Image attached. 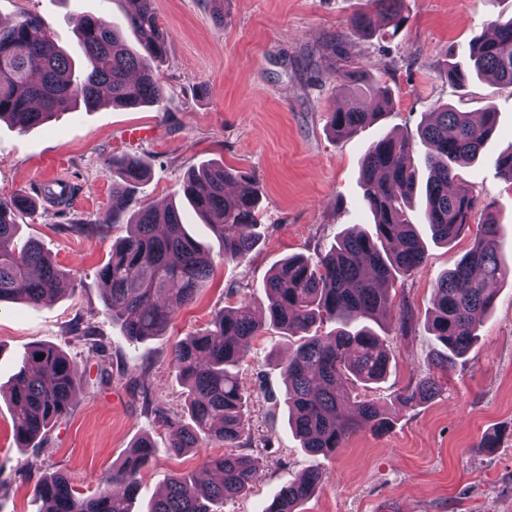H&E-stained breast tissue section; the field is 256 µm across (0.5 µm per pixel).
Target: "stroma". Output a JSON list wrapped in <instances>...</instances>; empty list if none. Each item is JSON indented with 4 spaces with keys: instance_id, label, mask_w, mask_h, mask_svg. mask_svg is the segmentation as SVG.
Masks as SVG:
<instances>
[{
    "instance_id": "stroma-1",
    "label": "stroma",
    "mask_w": 512,
    "mask_h": 512,
    "mask_svg": "<svg viewBox=\"0 0 512 512\" xmlns=\"http://www.w3.org/2000/svg\"><path fill=\"white\" fill-rule=\"evenodd\" d=\"M154 8L168 34L159 106L124 110L99 102L31 128L0 122V200L20 192L36 199L34 214L19 220L18 238L37 240L65 273L61 291L40 307L0 305V512H38L34 487L49 474L96 493L143 436L157 451L140 474L135 512H146L172 475L202 476L206 458L221 448L204 445L180 456L166 450L167 420L185 417L173 346L242 300L265 301L264 281L280 260L328 251L347 228L373 230L361 162L380 136H417L426 114L444 103L478 112L489 102L498 112L495 130L478 161L459 171L478 200L464 233L435 244L420 209L411 213L426 260L389 291L392 316L407 317L408 328L387 331L390 373L370 392L390 408L392 428H364L335 454L308 455L284 405L281 364L296 340L266 328L239 366L252 401L250 442L264 470L247 493L214 512H262L281 486L313 465L327 478L300 512H512V281L500 287L465 361L442 374L440 395L413 409L394 404L402 389L429 374L438 348L427 329L436 281L472 246L487 216L496 218L500 256L512 264V184L494 166L512 148V87L476 79L453 87L441 72L444 61L466 57L491 20L512 17V0H404L400 27L378 16L370 35L350 25L360 0H224L220 23L210 0H154ZM23 11L43 17L78 62L82 16L122 14L116 0H0V17ZM347 66L385 83L392 103L373 125L337 139L327 121L351 101L339 87ZM122 154L149 169L137 192L145 204L179 200L187 172L202 165L244 173L260 197V243L240 263L225 261L222 241L184 209L188 231L215 261L214 274L176 311L166 335L138 343L105 308L98 276L113 236L126 233L122 226L98 228L112 213V159ZM59 179L73 189L64 205L40 193ZM78 223L89 232H74ZM36 344L62 350L79 386L70 413L23 445L13 436L9 382ZM487 437L496 447H482Z\"/></svg>"
}]
</instances>
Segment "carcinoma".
<instances>
[{
	"mask_svg": "<svg viewBox=\"0 0 512 512\" xmlns=\"http://www.w3.org/2000/svg\"><path fill=\"white\" fill-rule=\"evenodd\" d=\"M124 23L88 16L78 37L85 59L77 72L37 14L0 20V120L25 129L50 120L78 102L97 103L107 90L112 105L127 110L157 106L163 98L158 63L166 56L168 36L158 22L153 0H123ZM368 10L355 14L351 26L367 30L373 17L386 15L400 24L403 0H367ZM494 34L475 42L468 60L445 63L448 83L463 87L474 76L512 87V17L493 22ZM129 29L137 45L128 43ZM343 88L356 98L330 113L337 136H351L385 114L389 89L360 68L343 71ZM372 97L363 108L357 98ZM497 112L487 103L480 119L449 104L437 107L419 131L423 160L429 171L424 219L432 237L448 244L469 224L473 193L455 184L458 167L476 159L496 126ZM416 144L407 137L386 135L368 149L361 167L364 203L375 218L374 232L347 231L326 253L311 259L286 258L268 275L267 303L243 300L213 319L211 328L175 345L172 363L185 387L188 422L165 421L169 451L182 454L204 442L235 448L249 422L250 395L234 372L249 343L266 324L299 344L283 363L287 382L284 403L289 421L311 455H329L361 428L384 432L392 425L390 411L360 390L383 381L390 372L391 350L369 326L386 330L391 320L389 286L397 276L425 261L422 243L412 229L407 208L418 186L412 164ZM124 185L112 188V226L131 214L130 231L112 241L99 277L108 288L103 303L128 341L160 336L176 309L191 303L214 273V260L185 228L180 210L143 205L136 189L146 177L134 157L112 159ZM497 175L512 184V151L495 160ZM188 205L224 245V261L241 262L259 243L256 211L259 196L253 182L239 171L208 166L188 174L182 184ZM34 210L32 200L18 194L0 200V304L22 301L32 307L55 293L63 273L34 243L14 244L17 217ZM512 279V268L499 256L497 222L489 218L473 246L436 282L428 329L440 344L434 367L447 372L477 341V324L497 294ZM333 324L321 333L318 328ZM75 390L74 365L60 350L35 345L12 378L9 400L15 439L23 444L45 433L68 415ZM440 392L428 376L400 392L395 402L417 407ZM150 439L139 438L123 461L114 466L104 486L80 498L62 475L42 478L35 496L40 512H133L139 475L153 457ZM205 466L221 479L200 483L174 475L147 512H213L216 503L241 495L259 478L260 456L228 453L209 457ZM325 481L316 465L288 482L262 512H299Z\"/></svg>",
	"mask_w": 512,
	"mask_h": 512,
	"instance_id": "1",
	"label": "carcinoma"
}]
</instances>
